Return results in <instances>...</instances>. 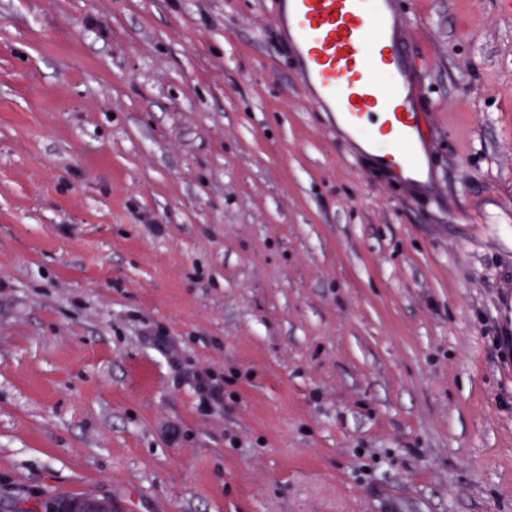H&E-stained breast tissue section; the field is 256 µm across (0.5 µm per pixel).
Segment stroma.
Returning a JSON list of instances; mask_svg holds the SVG:
<instances>
[{
    "instance_id": "35a3bbf8",
    "label": "stroma",
    "mask_w": 512,
    "mask_h": 512,
    "mask_svg": "<svg viewBox=\"0 0 512 512\" xmlns=\"http://www.w3.org/2000/svg\"><path fill=\"white\" fill-rule=\"evenodd\" d=\"M273 0H0V501L512 512V0H396L390 179Z\"/></svg>"
}]
</instances>
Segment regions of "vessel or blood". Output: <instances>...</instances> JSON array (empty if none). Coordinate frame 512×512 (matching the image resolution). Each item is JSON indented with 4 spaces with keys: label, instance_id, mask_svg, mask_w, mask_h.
<instances>
[{
    "label": "vessel or blood",
    "instance_id": "b4317fda",
    "mask_svg": "<svg viewBox=\"0 0 512 512\" xmlns=\"http://www.w3.org/2000/svg\"><path fill=\"white\" fill-rule=\"evenodd\" d=\"M277 22L293 49L313 109L335 113L397 178L421 176L425 113L405 20L390 0H278Z\"/></svg>",
    "mask_w": 512,
    "mask_h": 512
}]
</instances>
